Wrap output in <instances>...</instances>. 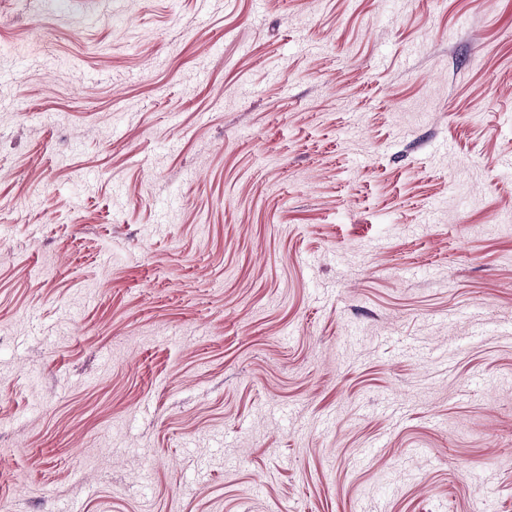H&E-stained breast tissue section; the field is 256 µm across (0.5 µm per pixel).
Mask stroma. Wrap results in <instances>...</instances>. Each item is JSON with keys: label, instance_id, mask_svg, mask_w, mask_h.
I'll list each match as a JSON object with an SVG mask.
<instances>
[{"label": "stroma", "instance_id": "35a3bbf8", "mask_svg": "<svg viewBox=\"0 0 512 512\" xmlns=\"http://www.w3.org/2000/svg\"><path fill=\"white\" fill-rule=\"evenodd\" d=\"M512 0H0V512H512Z\"/></svg>", "mask_w": 512, "mask_h": 512}]
</instances>
